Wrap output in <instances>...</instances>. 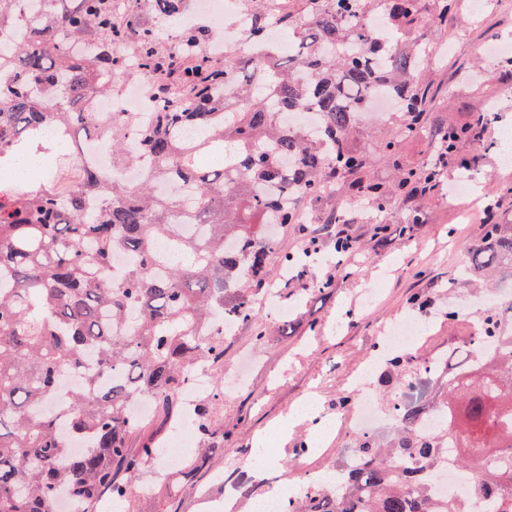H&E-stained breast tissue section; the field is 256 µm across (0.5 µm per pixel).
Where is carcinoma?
Instances as JSON below:
<instances>
[{
  "mask_svg": "<svg viewBox=\"0 0 512 512\" xmlns=\"http://www.w3.org/2000/svg\"><path fill=\"white\" fill-rule=\"evenodd\" d=\"M30 0H0V30L21 21ZM47 29L34 27L16 55L0 52V156L12 161L57 158L70 150L73 130L99 129L90 100L112 92L113 72L134 54L138 75L158 76L160 111L137 124L126 118L109 131L112 170L102 173L74 157L81 174L60 182L56 167L37 186L16 180L0 187V512H56L60 497L79 512H95L107 494L128 500L131 482L155 455L154 436L136 450L140 428L131 406L142 396L169 416L197 364L224 359V332L210 328L224 314L256 320L253 296L270 276L279 237L267 228L295 223L301 201L343 192L371 201L374 240L390 231L392 200L417 186L441 183L462 148L484 140L488 118L444 124L432 115L434 96L416 71L429 49L413 40L420 0H279L278 19L251 5L244 39L273 51L244 52L229 63L202 53L224 32L206 26L183 34L181 57L170 60L158 29L127 0H43ZM292 35L288 56L271 49L273 22ZM93 43L77 58L74 41ZM235 90V104L218 112L212 101ZM388 91L403 103L391 126L366 151L356 145L370 93ZM311 109L320 118L311 135L281 114ZM189 125L203 136L187 141ZM55 139H44L46 128ZM434 132L432 159L401 160V141ZM221 163L202 166L198 156ZM400 173L394 184L371 174L377 159ZM141 167L129 184L116 169ZM166 239L170 253L155 250ZM131 255L118 278L116 250ZM336 266L315 288L347 276L344 260L357 249L336 237ZM468 268L488 276L512 269V223L486 224L469 252ZM496 344L487 361L457 373L437 406L447 428L417 432L426 408L404 403L388 441L357 437L358 466L340 486L305 488L287 512H469L454 495L434 505L422 494L423 471L453 465L474 479L490 512H512V303L495 300L478 314ZM81 378L56 405L59 380ZM224 390L194 409L198 453L181 470L189 481L224 453L216 409ZM86 446L73 450L70 441ZM408 465L397 479L389 463Z\"/></svg>",
  "mask_w": 512,
  "mask_h": 512,
  "instance_id": "obj_1",
  "label": "carcinoma"
}]
</instances>
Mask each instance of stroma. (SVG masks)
Segmentation results:
<instances>
[{"instance_id":"obj_1","label":"stroma","mask_w":512,"mask_h":512,"mask_svg":"<svg viewBox=\"0 0 512 512\" xmlns=\"http://www.w3.org/2000/svg\"><path fill=\"white\" fill-rule=\"evenodd\" d=\"M469 0H453L443 23L419 26L415 36L434 57L419 74L422 84L436 96L439 116L457 122L469 121L479 107L494 110L484 145H468L462 152L473 158L471 176L479 198L500 202L501 223L512 221V196L503 194L512 182V165H505L503 152L512 143V97L500 95L499 60L483 57L478 48L492 40L512 39V0H491L480 16H466ZM459 170L449 167L446 183L406 203L396 198L388 223L405 224L411 207H420L425 221L411 234L395 232L382 246L371 240V210L366 203L347 202L330 195L303 208L320 218L331 214L349 218L346 232L359 248L345 260L348 274L335 287L319 291L317 279L328 266L312 265L301 271L282 273L279 256H272L270 287L255 296V324L240 326L224 339V362L212 371L216 380L244 375L245 383L220 405L224 420V454L212 469L198 471L186 484L159 463H146L134 480L141 493L132 498L130 512H206L221 507L227 489L249 483V494L238 493L236 512H258L272 483L287 479L289 492H296L306 475L329 474L352 445L337 432L312 444L305 420L290 415L306 397H314L318 409L330 417L337 403L349 396L353 377L361 369L384 330L413 315L420 333L411 354L425 358L437 352L462 347L476 325L473 312L448 323V291L469 301L478 300L485 283L462 276L461 267L482 232L481 219L465 222L461 202L449 197L448 185ZM316 239L320 252L333 256L334 234L321 223L292 224L280 233L283 251L301 253L305 240ZM376 290L373 305H365L366 291ZM274 295L287 311L291 328L282 330L280 317L270 313L266 295ZM273 441L271 461L257 471L252 449L259 437Z\"/></svg>"}]
</instances>
